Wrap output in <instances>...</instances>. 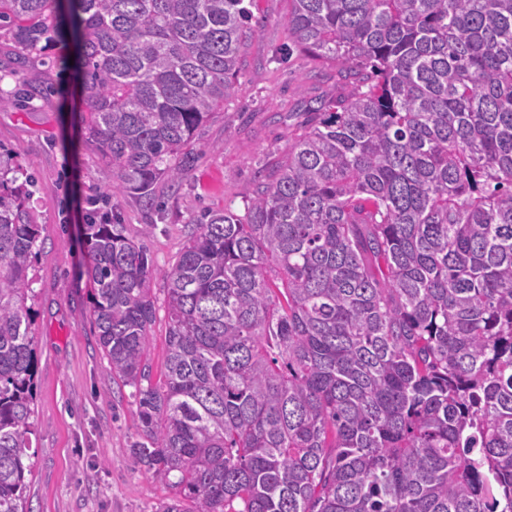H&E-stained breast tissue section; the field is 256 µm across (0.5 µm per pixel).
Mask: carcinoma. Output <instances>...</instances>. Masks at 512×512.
<instances>
[{
    "label": "carcinoma",
    "instance_id": "1",
    "mask_svg": "<svg viewBox=\"0 0 512 512\" xmlns=\"http://www.w3.org/2000/svg\"><path fill=\"white\" fill-rule=\"evenodd\" d=\"M246 0H0L19 58L72 48L112 192L153 205L235 91ZM336 65L243 211L206 210L165 273L83 225L91 316L141 423L157 512H512V0H293ZM33 181L0 148V512H30Z\"/></svg>",
    "mask_w": 512,
    "mask_h": 512
}]
</instances>
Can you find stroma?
Segmentation results:
<instances>
[{"instance_id":"1","label":"stroma","mask_w":512,"mask_h":512,"mask_svg":"<svg viewBox=\"0 0 512 512\" xmlns=\"http://www.w3.org/2000/svg\"><path fill=\"white\" fill-rule=\"evenodd\" d=\"M292 7V0H252L255 33L242 50L235 92L200 128L193 170L176 186H160L151 207L136 195L112 194L111 166L87 148L81 84L62 63L66 48L53 44L45 57L20 64L0 40V92L15 99L0 109V145L17 151L34 176L30 205L43 226L33 283L30 512H156L175 496L132 452L137 408L113 382L96 342L79 230L92 212L117 211L126 235L145 240L159 293L193 217L204 209H242L244 194L261 169L281 158L308 107L348 89L334 65L294 47Z\"/></svg>"}]
</instances>
